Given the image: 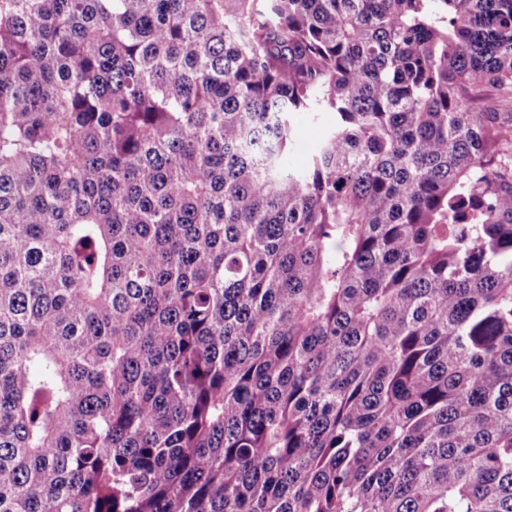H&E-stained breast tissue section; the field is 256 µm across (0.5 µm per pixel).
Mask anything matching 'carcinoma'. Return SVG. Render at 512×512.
Returning <instances> with one entry per match:
<instances>
[{"label": "carcinoma", "instance_id": "carcinoma-1", "mask_svg": "<svg viewBox=\"0 0 512 512\" xmlns=\"http://www.w3.org/2000/svg\"><path fill=\"white\" fill-rule=\"evenodd\" d=\"M492 92L512 0H0V512H512ZM333 122L330 112H299L293 116L292 145L288 151V165L303 167L322 132Z\"/></svg>", "mask_w": 512, "mask_h": 512}]
</instances>
